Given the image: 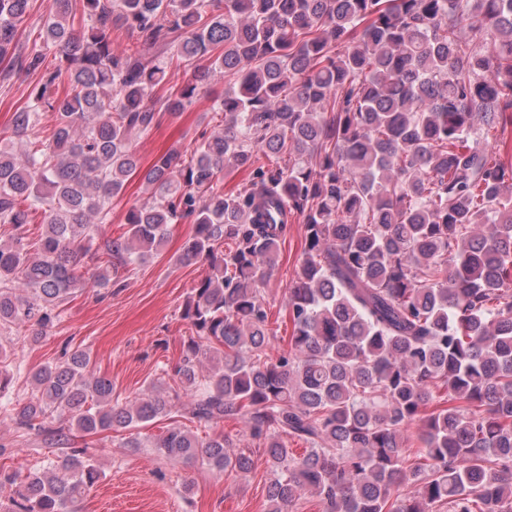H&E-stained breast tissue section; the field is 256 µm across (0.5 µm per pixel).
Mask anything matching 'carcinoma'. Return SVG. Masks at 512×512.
I'll use <instances>...</instances> for the list:
<instances>
[{"mask_svg": "<svg viewBox=\"0 0 512 512\" xmlns=\"http://www.w3.org/2000/svg\"><path fill=\"white\" fill-rule=\"evenodd\" d=\"M31 6L0 0V82L37 76L0 136V415L59 440L64 423L127 431L123 447L142 448L132 430L179 412L184 392L181 417L239 418L258 448L172 424L154 451L218 473L261 453L268 512L306 493L321 512H512V163L489 139L512 126V0H51L41 44L17 54ZM119 28L139 49L112 52ZM166 47L195 83L157 96ZM215 74L229 78L213 104L224 126L191 160L174 149L142 167L134 139ZM233 169L250 180L226 193ZM133 176L151 199L93 247ZM293 216L305 245L276 348L263 286ZM183 220L194 234L177 262L205 274L183 304L177 386L162 374L127 401L78 349L11 401L7 334L40 342L85 258L96 286L118 285ZM101 477L75 449L26 475L0 469V488L17 512H67Z\"/></svg>", "mask_w": 512, "mask_h": 512, "instance_id": "1", "label": "carcinoma"}]
</instances>
